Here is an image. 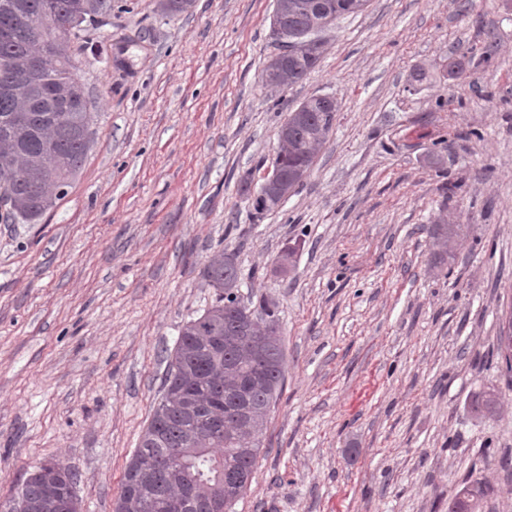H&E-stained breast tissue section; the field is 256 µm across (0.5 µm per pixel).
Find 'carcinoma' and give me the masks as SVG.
Instances as JSON below:
<instances>
[{"label":"carcinoma","mask_w":512,"mask_h":512,"mask_svg":"<svg viewBox=\"0 0 512 512\" xmlns=\"http://www.w3.org/2000/svg\"><path fill=\"white\" fill-rule=\"evenodd\" d=\"M78 0H0V83L12 75L23 58L54 52L46 79L54 85L67 83L75 71L76 50L84 49L88 28L70 36L46 27L40 39L32 40L17 26V4L38 18L47 6L66 12ZM368 0H276L274 16L283 32L292 34L312 26L315 8L336 5V18L363 10ZM323 41H312L303 49L275 63L270 59L262 73L263 83L286 90L301 82L317 66ZM336 99L311 96L288 115L278 130L279 148L270 168L278 169L285 183L281 198L274 200L251 190L253 179L242 177L252 218L278 208L288 195L303 185L313 160L333 127ZM90 101L75 106L66 123L55 125L53 113L24 99L0 93V157L10 155L15 164L0 168V207L24 221L40 217L37 204L53 198L63 184L47 173L32 186L26 175L46 142L56 145L65 167L77 172L87 157L90 140L84 130L90 126ZM469 230L465 224H434L429 229L436 259L453 258L451 244ZM207 285L214 289V301L180 330L171 355L160 401L141 434L125 467L118 496L120 512H199L198 500L213 503L212 512H232L243 496L264 435L271 407L282 392L286 357L274 312L262 302L266 318L238 295L239 270L235 256L224 250L214 252L203 270ZM472 413L493 416L497 399L493 392L475 394ZM181 453L187 467L185 477H174L161 467L162 460ZM34 467L10 501L9 512H65L69 489L79 482L68 470L55 482L46 481ZM489 487L480 481L465 484L448 502V512H466L471 500L481 499Z\"/></svg>","instance_id":"obj_1"}]
</instances>
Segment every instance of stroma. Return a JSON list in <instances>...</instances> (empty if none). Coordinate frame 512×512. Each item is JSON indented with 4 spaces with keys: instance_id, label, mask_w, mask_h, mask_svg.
<instances>
[{
    "instance_id": "1",
    "label": "stroma",
    "mask_w": 512,
    "mask_h": 512,
    "mask_svg": "<svg viewBox=\"0 0 512 512\" xmlns=\"http://www.w3.org/2000/svg\"><path fill=\"white\" fill-rule=\"evenodd\" d=\"M273 12L112 0L91 29L87 159L38 220L0 215V507L54 461L78 472L82 512H112L223 249L287 358L234 512H448L473 480L493 489L476 512H512V0H370L285 92L262 82ZM313 95L338 103L329 137L253 219L240 178ZM434 224L470 227L449 263ZM479 391L495 417L471 413Z\"/></svg>"
}]
</instances>
